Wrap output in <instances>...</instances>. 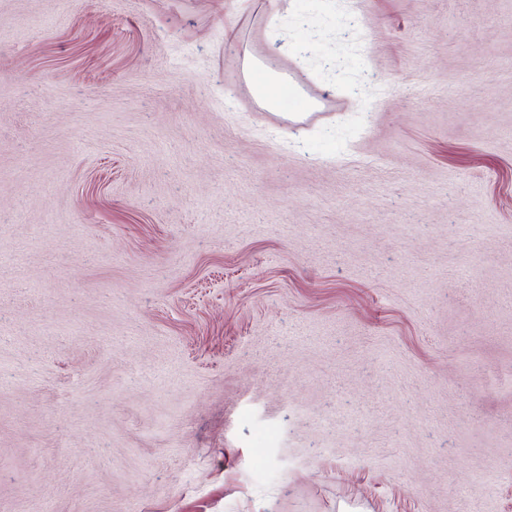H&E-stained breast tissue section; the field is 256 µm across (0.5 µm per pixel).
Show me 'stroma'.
Instances as JSON below:
<instances>
[{"instance_id":"1","label":"stroma","mask_w":512,"mask_h":512,"mask_svg":"<svg viewBox=\"0 0 512 512\" xmlns=\"http://www.w3.org/2000/svg\"><path fill=\"white\" fill-rule=\"evenodd\" d=\"M48 506L512 512V0H0V512ZM246 74L260 105L269 112L278 111L280 109L279 88L282 86L283 79H275L251 60L246 61Z\"/></svg>"}]
</instances>
